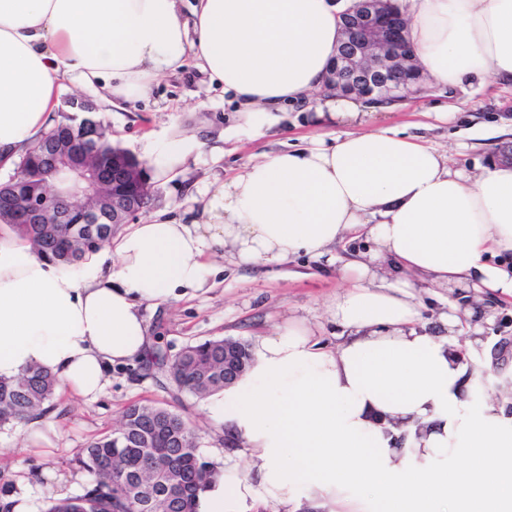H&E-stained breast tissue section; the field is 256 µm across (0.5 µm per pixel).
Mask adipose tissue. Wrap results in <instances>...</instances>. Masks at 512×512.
<instances>
[{"label":"adipose tissue","mask_w":512,"mask_h":512,"mask_svg":"<svg viewBox=\"0 0 512 512\" xmlns=\"http://www.w3.org/2000/svg\"><path fill=\"white\" fill-rule=\"evenodd\" d=\"M349 0H0V163L46 129L69 74L103 99L146 96L187 56L224 86L256 130L286 104L318 101L354 122L366 104L324 93ZM407 40L432 82L475 75L512 85V0H407ZM198 218L157 213L64 269L0 229V377L29 367L93 399L113 366L144 359L142 303L209 290L215 258L275 264L365 231L376 248L343 268L328 303L346 334L336 349L292 318L251 347L253 363L211 397L252 465L224 457L201 512H512V418L481 368L448 337L417 329L415 284L512 298V163L469 173L447 151L390 128L264 154L199 191Z\"/></svg>","instance_id":"1"}]
</instances>
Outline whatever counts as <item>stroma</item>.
Masks as SVG:
<instances>
[{"mask_svg": "<svg viewBox=\"0 0 512 512\" xmlns=\"http://www.w3.org/2000/svg\"><path fill=\"white\" fill-rule=\"evenodd\" d=\"M73 97L91 101L113 142L139 159H146L154 145L179 139L197 142L180 168L168 178L153 180L154 201L149 212L137 216L140 224L152 212L186 222L189 200L199 187L230 179L263 154L305 148L318 139L329 143L352 129L348 123L318 118L315 107L297 105L289 107L271 130L253 134L242 129L239 114L225 106L222 86L192 63L177 74L158 78L147 97L111 104L94 89L77 85L72 76H62L59 112H67ZM450 107L458 110L455 119L439 120V112ZM368 123L421 136L427 144L449 150L454 168L470 171L512 152V135L507 132L512 126V86H491L477 78L461 87L435 84L423 93L406 94L390 109L376 111ZM214 147L223 149L221 161H213ZM214 281V288L198 297L142 305L153 347L172 357L187 345L208 339L251 342L270 335L291 317L306 319L319 346L326 349L336 348L344 333L326 314L329 300L345 287L336 266L306 255L257 267L227 259L219 261ZM416 292L421 303L418 326L433 334L443 332L440 313L467 305L454 289L422 282ZM463 329L469 336V362L497 365L496 389L508 396L505 411L512 416V299L493 300L481 322H464ZM497 346L502 349L498 355L493 352ZM132 404L170 406L195 429L203 457L223 465L224 430L210 420L208 399L177 392L148 361L136 360L113 366L111 382L96 400L58 392L47 416L57 433L53 447L28 446L19 430L0 429V492L9 491L28 512H40L47 501L80 493L90 476L75 465V454L88 441L115 430L122 411Z\"/></svg>", "mask_w": 512, "mask_h": 512, "instance_id": "35a3bbf8", "label": "stroma"}]
</instances>
